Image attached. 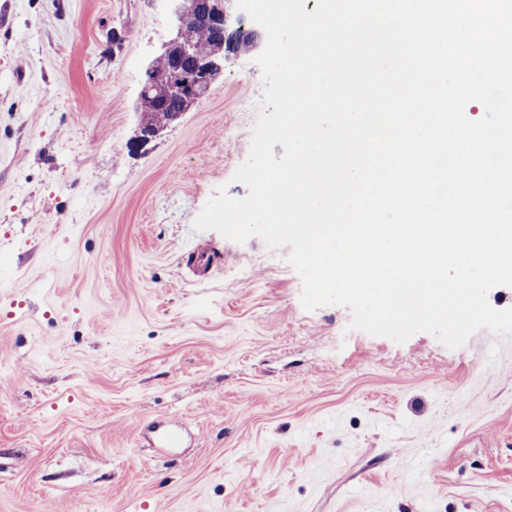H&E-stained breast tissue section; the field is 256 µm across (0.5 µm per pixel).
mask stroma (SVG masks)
Returning <instances> with one entry per match:
<instances>
[{
    "label": "stroma",
    "instance_id": "stroma-1",
    "mask_svg": "<svg viewBox=\"0 0 512 512\" xmlns=\"http://www.w3.org/2000/svg\"><path fill=\"white\" fill-rule=\"evenodd\" d=\"M174 25L0 0V512H512V336L369 335L289 248L195 230L249 193L260 50L139 146Z\"/></svg>",
    "mask_w": 512,
    "mask_h": 512
}]
</instances>
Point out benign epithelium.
I'll use <instances>...</instances> for the list:
<instances>
[{"label":"benign epithelium","mask_w":512,"mask_h":512,"mask_svg":"<svg viewBox=\"0 0 512 512\" xmlns=\"http://www.w3.org/2000/svg\"><path fill=\"white\" fill-rule=\"evenodd\" d=\"M176 17L175 31L172 37L162 44L160 55L168 56L180 53L197 59V69L185 80L175 81L154 72L146 71V88H165L192 106L204 92L221 76L224 61L215 59H199L193 44L182 39V25L186 21L197 18L204 24L218 30L228 42L233 41L245 18L236 7V0H173Z\"/></svg>","instance_id":"obj_1"}]
</instances>
